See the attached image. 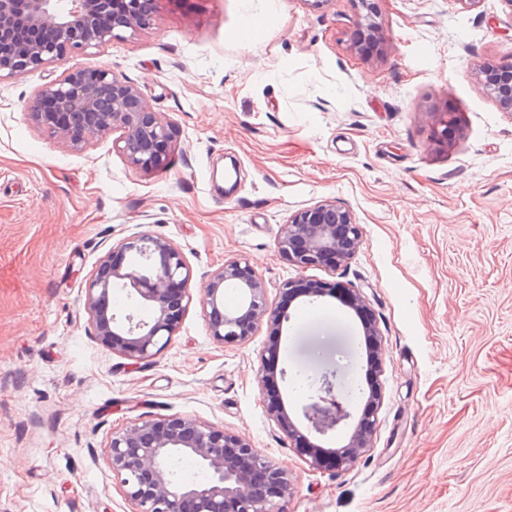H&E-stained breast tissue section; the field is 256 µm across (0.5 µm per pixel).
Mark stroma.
<instances>
[{
  "label": "stroma",
  "instance_id": "obj_1",
  "mask_svg": "<svg viewBox=\"0 0 512 512\" xmlns=\"http://www.w3.org/2000/svg\"><path fill=\"white\" fill-rule=\"evenodd\" d=\"M391 49H350L356 0H161L153 25L69 54L133 83L180 136L145 173L112 146L85 150L22 110L52 66L0 80V512H133L105 445L139 420L191 417L245 436L288 471V512H512V115L472 76L512 59L503 0H377ZM259 18L264 35L242 29ZM458 119L433 144L425 106ZM336 200L362 244L330 271L277 253L296 211ZM134 231L165 238L193 272L170 345L133 363L99 344L85 283ZM262 277L269 307L292 279L357 288L378 327L381 401L371 446L343 470L310 467L267 412L258 384L268 328L210 336L198 302L225 260ZM279 388L304 426L313 388L361 414L367 352L331 297L296 300Z\"/></svg>",
  "mask_w": 512,
  "mask_h": 512
}]
</instances>
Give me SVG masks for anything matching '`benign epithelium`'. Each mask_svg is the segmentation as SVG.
Wrapping results in <instances>:
<instances>
[{"mask_svg": "<svg viewBox=\"0 0 512 512\" xmlns=\"http://www.w3.org/2000/svg\"><path fill=\"white\" fill-rule=\"evenodd\" d=\"M355 36L350 47L363 51L360 41L374 46L381 58L390 42L376 0H358ZM155 17L141 0H0V79L43 71L66 60L69 52L97 48L134 36ZM475 78L499 109L512 115V65L485 63ZM31 122L74 151L85 149L108 132H120L113 147L133 167L152 172L163 166L176 146V125L155 111L136 86L107 68L64 70L40 85L24 104ZM433 141L448 146V130L456 127L452 113L426 106ZM362 234L353 213L331 200L291 215L282 225L279 257L299 269H334L359 250ZM192 269L180 248L148 233L135 232L112 247L99 261L85 288L84 308L95 339L134 361H148L164 350L192 302ZM129 287L139 305L152 315L133 313L119 319L110 309L112 292ZM240 294L235 308L224 304V288ZM343 305L359 319L365 336H379L363 296L348 289ZM209 335L220 344L248 339L266 322L270 348L277 346L288 312L268 307L265 284L240 259H228L207 281L200 298ZM337 373L318 379L317 396L303 408L307 431L325 436L354 421L347 444L325 448L311 441L293 423L280 403L267 406L281 429L309 466L343 470L371 446L376 411L358 419L335 391ZM192 457L209 471L205 481L184 484L172 468L178 457ZM247 459L263 473L271 492L257 493L251 475L240 465ZM106 460L134 512H288L292 495L288 471L258 454L250 442L234 433L189 417L172 416L135 422L112 432Z\"/></svg>", "mask_w": 512, "mask_h": 512, "instance_id": "1", "label": "benign epithelium"}]
</instances>
